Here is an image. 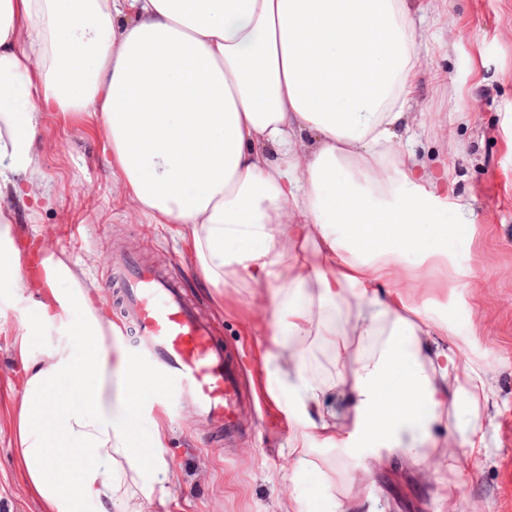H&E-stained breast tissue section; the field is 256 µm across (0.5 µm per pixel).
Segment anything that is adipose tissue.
<instances>
[{"instance_id": "obj_1", "label": "adipose tissue", "mask_w": 512, "mask_h": 512, "mask_svg": "<svg viewBox=\"0 0 512 512\" xmlns=\"http://www.w3.org/2000/svg\"><path fill=\"white\" fill-rule=\"evenodd\" d=\"M417 14L412 0H0V307L17 312L25 368L0 405L39 512H169L177 479L164 426L136 428L160 379L113 361L121 330L94 282L53 252L45 279L15 273L14 207L45 195L33 145L47 112L98 113L137 208L176 225L208 285L245 276L271 309L263 363L300 424L297 470L314 439L424 460L446 401L484 394L436 346L447 324L414 312L446 288L433 273L454 230L436 219L447 165L394 150L419 80ZM340 315L365 353L338 338ZM314 334L351 361L344 405L302 365Z\"/></svg>"}]
</instances>
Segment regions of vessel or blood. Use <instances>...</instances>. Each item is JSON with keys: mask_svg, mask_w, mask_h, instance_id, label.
Masks as SVG:
<instances>
[{"mask_svg": "<svg viewBox=\"0 0 512 512\" xmlns=\"http://www.w3.org/2000/svg\"><path fill=\"white\" fill-rule=\"evenodd\" d=\"M110 283L122 319L135 326L145 354L164 379L158 398L177 391L200 415L233 432L240 369L211 323L197 315L184 279L126 254L114 259Z\"/></svg>", "mask_w": 512, "mask_h": 512, "instance_id": "obj_1", "label": "vessel or blood"}]
</instances>
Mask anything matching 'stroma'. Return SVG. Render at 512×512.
Returning <instances> with one entry per match:
<instances>
[{"instance_id": "1", "label": "stroma", "mask_w": 512, "mask_h": 512, "mask_svg": "<svg viewBox=\"0 0 512 512\" xmlns=\"http://www.w3.org/2000/svg\"><path fill=\"white\" fill-rule=\"evenodd\" d=\"M418 51L411 147L424 161H448L449 209L442 222L464 215L473 222L448 241L447 290L419 307L447 321L455 356L487 384L478 403L458 397L436 428L453 450L419 463L316 440L308 467L295 473L288 448L297 425L260 389L272 326L267 310L252 305L248 281L230 275L222 290L200 287L175 225L145 217L113 175L99 117L45 113L34 148L43 158L48 197L18 204L14 236L78 263L99 285L97 306L122 330L113 356L149 365L133 326L120 322L109 283L112 249L123 246L187 276L200 316L240 357L247 397L233 434L175 394L153 403L139 420L141 431L156 420L166 429V458L179 475L167 487L171 512H275L294 492L310 512H327L336 502L345 512H448L453 502L461 512H512V456L505 453L512 438L504 429L512 414V0H431ZM304 356L309 376L332 386L337 402H344L335 349L312 336ZM471 431L479 441L475 449L463 445ZM9 439L0 434V512H38L17 475Z\"/></svg>"}]
</instances>
